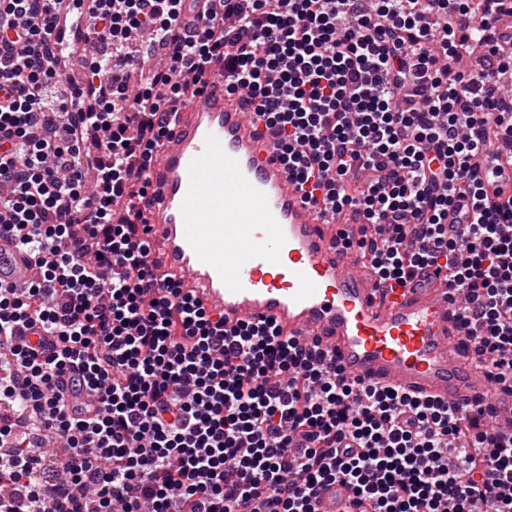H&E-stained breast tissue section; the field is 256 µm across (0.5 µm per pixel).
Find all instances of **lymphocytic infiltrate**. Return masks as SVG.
I'll list each match as a JSON object with an SVG mask.
<instances>
[{
    "label": "lymphocytic infiltrate",
    "mask_w": 512,
    "mask_h": 512,
    "mask_svg": "<svg viewBox=\"0 0 512 512\" xmlns=\"http://www.w3.org/2000/svg\"><path fill=\"white\" fill-rule=\"evenodd\" d=\"M201 2L189 27V0H0V234L40 269L0 284V512H314L335 483L358 512H512V431L225 330L146 206L177 105L223 72L369 274L447 270L512 390V0ZM81 9L114 63L82 49L78 85L54 31Z\"/></svg>",
    "instance_id": "lymphocytic-infiltrate-1"
}]
</instances>
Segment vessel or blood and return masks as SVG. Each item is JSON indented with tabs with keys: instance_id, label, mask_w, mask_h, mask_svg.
Masks as SVG:
<instances>
[{
	"instance_id": "vessel-or-blood-1",
	"label": "vessel or blood",
	"mask_w": 512,
	"mask_h": 512,
	"mask_svg": "<svg viewBox=\"0 0 512 512\" xmlns=\"http://www.w3.org/2000/svg\"><path fill=\"white\" fill-rule=\"evenodd\" d=\"M274 136L224 92L202 87L178 112L150 173L149 237L166 268L225 327L273 321L284 337L319 340L346 377L512 419V394L488 397L452 304L445 272L420 270L387 287L362 273L336 227L307 203L276 158ZM32 260L0 239V279H36ZM340 484L316 512H354Z\"/></svg>"
}]
</instances>
